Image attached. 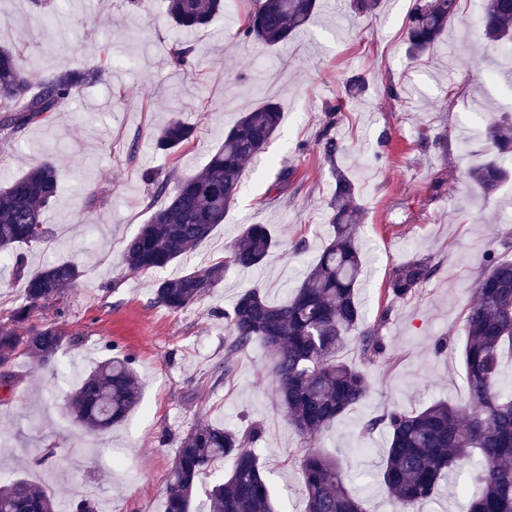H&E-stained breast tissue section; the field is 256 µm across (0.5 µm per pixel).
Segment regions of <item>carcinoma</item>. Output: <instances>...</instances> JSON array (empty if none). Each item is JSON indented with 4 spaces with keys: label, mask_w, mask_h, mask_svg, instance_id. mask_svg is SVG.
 <instances>
[{
    "label": "carcinoma",
    "mask_w": 512,
    "mask_h": 512,
    "mask_svg": "<svg viewBox=\"0 0 512 512\" xmlns=\"http://www.w3.org/2000/svg\"><path fill=\"white\" fill-rule=\"evenodd\" d=\"M163 14L178 30L202 28L224 11V0H160ZM240 34L266 45L284 42L304 28L317 0H253ZM460 0H416L406 20L408 54L416 57L434 49L448 23L458 14ZM480 39L496 46L512 42V0H484L477 17ZM90 69L65 68L50 75H33L20 55L0 47V139L17 138L28 127L77 96L93 78ZM329 108L318 138L330 164L335 192L328 202L334 236L291 296L270 303L255 286L240 294L224 313L228 327L227 356L246 351L257 341L270 352L269 376L275 400L288 422L304 439L327 429L339 416L355 409L370 391L367 367L386 353L382 327L390 307L376 321L365 320L356 288L361 274V249L356 221V185L336 157L342 146L332 134L336 112ZM281 120L276 103L256 106L224 132L221 145L197 174L170 187L166 179L150 178L154 194L166 199L125 245L122 264L137 274L170 265L186 250L206 240L240 189L244 165L263 153ZM193 136L192 127L173 117L154 132L155 145L173 154ZM487 144L494 157L468 171L483 194L493 193L506 178L504 163L512 162V121L488 124ZM60 173L50 161L29 168L0 189V253L46 240L45 208L56 198ZM276 246L262 224L247 226L228 249L224 261L155 282L153 300L178 312L209 297L224 281L230 266L259 265ZM436 272L427 259H412L395 267L387 293L393 301L409 298ZM12 276L24 303L9 323H0V381L12 382L17 354L24 351L40 366L55 361L65 334L53 324L18 326L33 311L64 297L81 276L77 263L56 261L38 272L25 271L16 255ZM463 363L466 398L460 403H431L416 411L397 407L363 423L367 431L384 429L389 448L383 485L401 512L432 499L446 473L477 460L467 512H512V390L498 381L504 349L512 351V256L488 254L476 279L474 297L463 314ZM354 341L359 363L340 358ZM130 356H114L79 377L69 395L77 423L104 431L125 420L140 403V388ZM262 437L254 428L241 434L208 419L197 421L182 438L163 491L165 512H274L272 493L260 461L250 445ZM226 459L232 467L214 484L207 500L194 505L197 485ZM305 512H367L362 497L348 488L347 470L337 458L307 448L298 459ZM0 512H98L94 501H62L24 479L0 485Z\"/></svg>",
    "instance_id": "cac0c4a2"
}]
</instances>
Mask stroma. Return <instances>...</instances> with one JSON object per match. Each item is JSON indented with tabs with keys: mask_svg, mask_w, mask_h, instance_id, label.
<instances>
[{
	"mask_svg": "<svg viewBox=\"0 0 512 512\" xmlns=\"http://www.w3.org/2000/svg\"><path fill=\"white\" fill-rule=\"evenodd\" d=\"M305 29L269 46L241 40L250 0H234L207 28L173 33L156 5L143 0H66L68 34L41 17L49 0H0V46L15 49L30 71L95 67L87 84L48 121L0 143V183L42 161L61 174L44 211L50 235L25 250L29 272L53 261L76 262L77 286L35 310L32 325L65 334L54 365L18 354L13 390L0 389V477H21L66 500L87 487L100 512H164L168 472L190 427L201 418L241 430L260 426L257 453L275 512H304L295 455L303 440L277 408L270 354L254 343L216 379L224 360V310L259 286L278 303L299 285L333 234L326 203L335 188L316 140L327 106L343 101L333 129L344 145L337 164L354 178L363 273L358 288L368 320L385 302L392 269L428 257L437 274L394 303L382 334L387 354L370 368L371 392L312 441L347 467L349 485L368 512H397L382 484L388 435L363 422L390 406L406 410L466 395L462 349L437 353L440 337L461 338L483 258L512 237V177L491 195L467 186L484 159L491 117L512 115V70L499 48L481 42L475 23L483 0H462L437 49L407 54L406 18L413 0H379L370 13L327 0ZM193 65H175L176 49ZM363 77L352 97L346 81ZM276 102L282 120L263 154L244 167L224 222L166 269L127 273V240L163 205L149 175L174 179L200 172L241 112ZM196 135L173 155L149 135L169 114ZM448 137L447 149L432 141ZM249 224L269 225L279 244L254 269L228 268L213 295L175 313L154 304L156 280L223 260ZM306 241L305 252L294 250ZM133 355L141 402L125 421L93 433L72 419L67 397L79 376L116 355Z\"/></svg>",
	"mask_w": 512,
	"mask_h": 512,
	"instance_id": "obj_1",
	"label": "stroma"
}]
</instances>
